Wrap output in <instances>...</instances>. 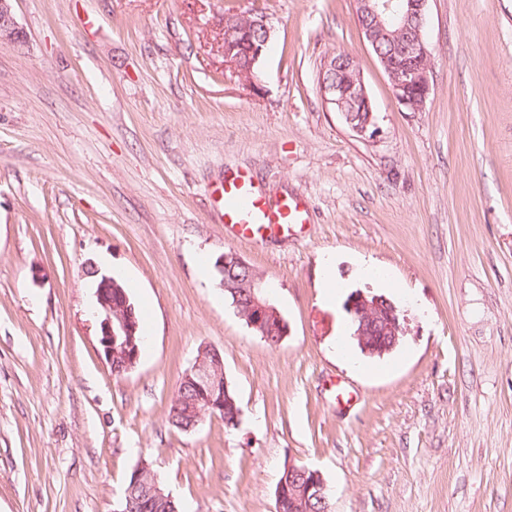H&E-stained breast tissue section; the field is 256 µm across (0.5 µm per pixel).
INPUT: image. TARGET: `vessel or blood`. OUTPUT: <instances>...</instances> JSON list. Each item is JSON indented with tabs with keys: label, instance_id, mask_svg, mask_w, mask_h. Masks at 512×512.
Returning a JSON list of instances; mask_svg holds the SVG:
<instances>
[{
	"label": "vessel or blood",
	"instance_id": "b4317fda",
	"mask_svg": "<svg viewBox=\"0 0 512 512\" xmlns=\"http://www.w3.org/2000/svg\"><path fill=\"white\" fill-rule=\"evenodd\" d=\"M211 196L221 222L239 239L262 240L309 221L305 201L296 196L270 200L244 169L225 171Z\"/></svg>",
	"mask_w": 512,
	"mask_h": 512
}]
</instances>
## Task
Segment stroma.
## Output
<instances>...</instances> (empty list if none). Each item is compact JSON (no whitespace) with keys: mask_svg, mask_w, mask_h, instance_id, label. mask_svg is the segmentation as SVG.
I'll use <instances>...</instances> for the list:
<instances>
[{"mask_svg":"<svg viewBox=\"0 0 512 512\" xmlns=\"http://www.w3.org/2000/svg\"><path fill=\"white\" fill-rule=\"evenodd\" d=\"M263 13L258 88L224 67L225 9ZM0 46V512H117L148 463L182 512H275L286 465L330 512H512V0H429L431 94L407 112L352 0H14ZM357 61L380 135L326 108L327 55ZM249 169L309 222L230 235L208 189ZM264 275L269 346L197 253ZM341 288L323 297L322 264ZM135 281L148 327L112 373L87 268ZM381 294L409 333L354 368L345 298ZM238 427L168 412L202 346ZM356 397L338 404L333 380ZM0 0V44L1 46H16L26 42L27 35L20 27L12 12L11 2Z\"/></svg>","mask_w":512,"mask_h":512,"instance_id":"1","label":"stroma"}]
</instances>
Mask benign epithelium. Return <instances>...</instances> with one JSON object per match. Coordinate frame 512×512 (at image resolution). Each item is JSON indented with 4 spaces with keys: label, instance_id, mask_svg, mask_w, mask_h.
<instances>
[{
    "label": "benign epithelium",
    "instance_id": "1",
    "mask_svg": "<svg viewBox=\"0 0 512 512\" xmlns=\"http://www.w3.org/2000/svg\"><path fill=\"white\" fill-rule=\"evenodd\" d=\"M11 2L0 0V44L3 46L21 45L27 39L26 32L14 17ZM427 3L428 0H354L356 20L372 50H378V43L384 38L402 37L400 54L382 56L380 60L390 78L395 99L408 112L422 111L431 93V51L425 35ZM223 28L224 65L238 72L240 59L247 58V82L258 87L252 69L267 51L273 26L264 15L244 19L236 14H226ZM340 63L346 78L338 87L331 74ZM319 86L325 106L342 117H347L346 105L360 107V111L367 114L366 119L357 125L349 120L346 124L359 138L376 139L380 128L372 99L350 54L334 53L324 60ZM227 263L240 269L243 275L233 284L222 280L219 287L233 292L234 306L247 325L269 345L278 346L288 335V324L271 302L264 276L234 253L221 256L217 270L224 272ZM95 295L98 341L112 372L122 376L136 367L140 357L133 305L116 279L108 275L100 277ZM345 310L354 326L353 338L367 355L391 351L407 334L405 315L384 297L357 291L346 301ZM182 379L193 384L192 393L175 397L177 407L186 409V415L191 419L187 430L197 428L206 417L215 415L224 417V425L229 428L239 425L241 408L230 392L224 375V355L218 349L202 347L194 365ZM284 472L275 491L276 499L288 496L293 512H312L314 501L322 506V512H329L325 483L319 471L289 464ZM144 494L158 501H173L146 463L136 468L133 485L126 492L120 512H138L140 496Z\"/></svg>",
    "mask_w": 512,
    "mask_h": 512
}]
</instances>
